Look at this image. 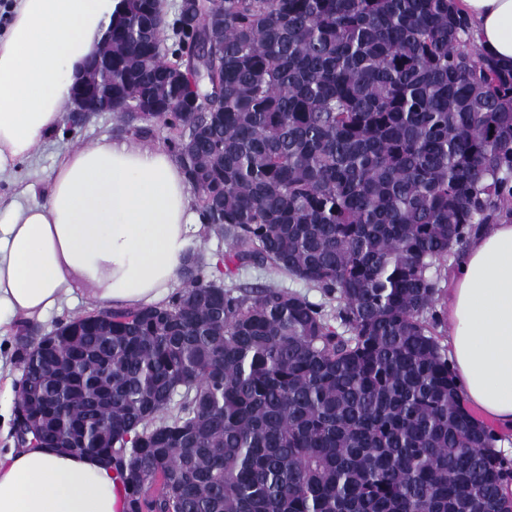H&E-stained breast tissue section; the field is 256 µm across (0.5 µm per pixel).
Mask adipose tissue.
<instances>
[{"instance_id": "1", "label": "adipose tissue", "mask_w": 512, "mask_h": 512, "mask_svg": "<svg viewBox=\"0 0 512 512\" xmlns=\"http://www.w3.org/2000/svg\"><path fill=\"white\" fill-rule=\"evenodd\" d=\"M481 52L512 67V0H453ZM121 0H13L0 31V176L62 130L63 104ZM0 327L81 289L88 309L166 306L203 220L175 155L101 137L67 152L45 199L0 197ZM448 364L468 408L512 435V219L471 235L446 303ZM0 512H127L119 469L33 443L0 453Z\"/></svg>"}]
</instances>
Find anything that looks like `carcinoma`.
<instances>
[{
  "label": "carcinoma",
  "instance_id": "cac0c4a2",
  "mask_svg": "<svg viewBox=\"0 0 512 512\" xmlns=\"http://www.w3.org/2000/svg\"><path fill=\"white\" fill-rule=\"evenodd\" d=\"M123 3L112 109L166 128L228 250L163 308L15 346L36 439L110 421L83 452L128 512H512L426 316L436 261L512 216V69L452 0H220L191 87L184 4Z\"/></svg>",
  "mask_w": 512,
  "mask_h": 512
}]
</instances>
